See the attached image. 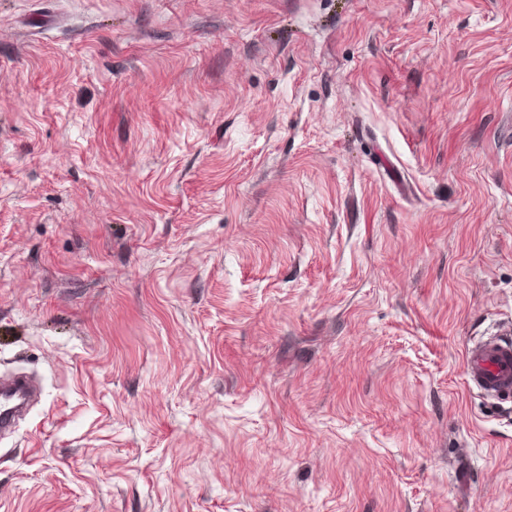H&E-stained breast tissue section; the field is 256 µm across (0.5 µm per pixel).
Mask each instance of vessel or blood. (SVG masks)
I'll return each instance as SVG.
<instances>
[{
  "mask_svg": "<svg viewBox=\"0 0 512 512\" xmlns=\"http://www.w3.org/2000/svg\"><path fill=\"white\" fill-rule=\"evenodd\" d=\"M467 381L487 399L503 405L512 403V338L494 336L471 343L464 360ZM29 395L24 378L0 387V426L8 427L10 402H22Z\"/></svg>",
  "mask_w": 512,
  "mask_h": 512,
  "instance_id": "1",
  "label": "vessel or blood"
}]
</instances>
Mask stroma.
<instances>
[{
	"label": "stroma",
	"mask_w": 512,
	"mask_h": 512,
	"mask_svg": "<svg viewBox=\"0 0 512 512\" xmlns=\"http://www.w3.org/2000/svg\"><path fill=\"white\" fill-rule=\"evenodd\" d=\"M512 0H0V512H512ZM467 381L487 399L512 403V338L494 336L471 343L464 360ZM29 395V386L27 381L22 377L15 378L7 387L2 384L0 387V426L6 428L9 424V407L11 401H18L20 406Z\"/></svg>",
	"instance_id": "35a3bbf8"
}]
</instances>
